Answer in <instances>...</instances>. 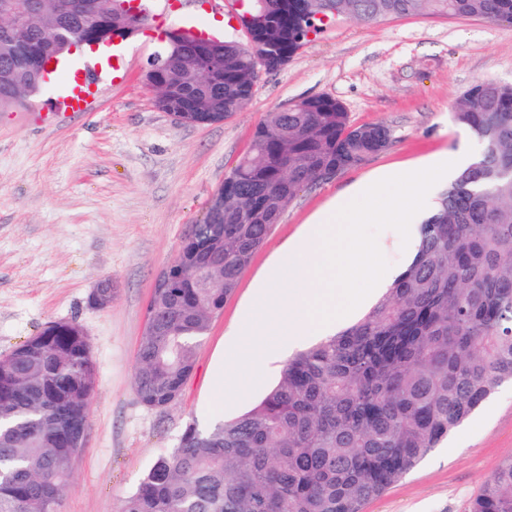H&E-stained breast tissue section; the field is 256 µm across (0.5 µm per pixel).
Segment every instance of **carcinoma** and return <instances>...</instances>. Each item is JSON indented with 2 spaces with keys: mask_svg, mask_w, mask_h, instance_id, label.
<instances>
[{
  "mask_svg": "<svg viewBox=\"0 0 512 512\" xmlns=\"http://www.w3.org/2000/svg\"><path fill=\"white\" fill-rule=\"evenodd\" d=\"M26 26L0 11V111L44 86V56L65 38L135 28L113 0H27ZM381 21L410 15L507 21L512 0H267L250 43L202 45L164 32L176 62L145 73L164 112L219 123L250 103L251 58L294 55L307 17ZM479 145L415 225L414 257L356 323L288 360L250 411L192 423L161 453L119 512H362L400 481L505 383L512 384V86L472 85L453 112ZM384 124H351L335 98H305L267 115L224 179V240L213 255L173 265L137 351L135 391L151 409L181 395L210 322L235 291L288 204L324 170L358 167L392 144ZM96 383L91 343L53 322L0 358V512H60L79 449L65 433L88 425ZM469 512H512V457Z\"/></svg>",
  "mask_w": 512,
  "mask_h": 512,
  "instance_id": "carcinoma-1",
  "label": "carcinoma"
}]
</instances>
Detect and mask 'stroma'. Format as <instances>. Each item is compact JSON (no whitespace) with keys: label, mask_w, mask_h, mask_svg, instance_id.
<instances>
[{"label":"stroma","mask_w":512,"mask_h":512,"mask_svg":"<svg viewBox=\"0 0 512 512\" xmlns=\"http://www.w3.org/2000/svg\"><path fill=\"white\" fill-rule=\"evenodd\" d=\"M147 27L112 45L108 69L83 54L66 60L63 78L33 95L27 108L0 112V357L53 322L73 321L89 336L96 386L88 437L75 458L61 512H118L164 450L189 424L215 419L211 373L239 342L233 328L265 265L314 212L384 167H408L465 146L469 132L452 114L474 83L512 85V23L431 15L377 22L340 19L279 70L261 73L248 107L210 125L179 123L155 104L144 81L162 31L193 28L246 42L238 0H146ZM96 72L84 107H61L65 81ZM326 95L352 124H384L385 151L306 188L240 278L195 352L181 397L163 409L142 406L134 391L136 352L151 289L202 223L226 175L247 151L269 112ZM47 113L36 121L34 113ZM112 282L109 306L91 296ZM284 362L255 376L234 418L258 404ZM512 456V384L501 386L410 474L369 501L364 512H468L500 461Z\"/></svg>","instance_id":"obj_1"}]
</instances>
